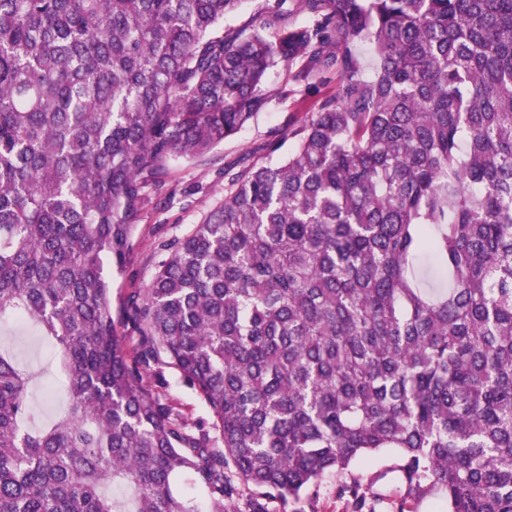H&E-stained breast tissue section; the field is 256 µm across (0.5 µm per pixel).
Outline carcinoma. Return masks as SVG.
Listing matches in <instances>:
<instances>
[{
	"instance_id": "1",
	"label": "carcinoma",
	"mask_w": 512,
	"mask_h": 512,
	"mask_svg": "<svg viewBox=\"0 0 512 512\" xmlns=\"http://www.w3.org/2000/svg\"><path fill=\"white\" fill-rule=\"evenodd\" d=\"M242 2L0 0V321L39 326L68 399L27 428L0 351V512H268L328 471L360 505L383 448L408 498L512 512V0H274L223 29ZM279 63L314 111L224 167L113 316L149 185L238 134ZM163 371L166 385L160 389L162 397L182 414L190 426L210 430L213 436L212 414L206 403L182 380L176 370L163 366Z\"/></svg>"
}]
</instances>
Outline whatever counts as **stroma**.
Masks as SVG:
<instances>
[{
  "label": "stroma",
  "mask_w": 512,
  "mask_h": 512,
  "mask_svg": "<svg viewBox=\"0 0 512 512\" xmlns=\"http://www.w3.org/2000/svg\"><path fill=\"white\" fill-rule=\"evenodd\" d=\"M266 106L234 138L224 141L206 154L192 159L170 161L151 204L138 218L135 248L124 275L112 278V303L120 305L130 290L145 287L158 260L160 240L187 230L224 198V166L245 155L259 156L263 145L274 135L287 129L292 120L304 117L310 103L304 100L296 84L289 82L288 69L279 64L266 78ZM0 347L10 350L21 369L30 377L27 400L34 411L33 427L40 428L53 421L67 404L66 395L58 389L59 372L50 347L39 337L30 336L28 328L18 330L16 337H5ZM166 383L162 397L187 420L190 426L210 429L212 414L206 403L180 374L165 368ZM400 455L386 448L357 459L351 471L367 486V506L371 512H398L400 489L396 482L385 479L371 484L376 473L396 466ZM338 479L327 473L315 488L305 495L301 512H352L350 497L337 491Z\"/></svg>",
  "instance_id": "35a3bbf8"
}]
</instances>
